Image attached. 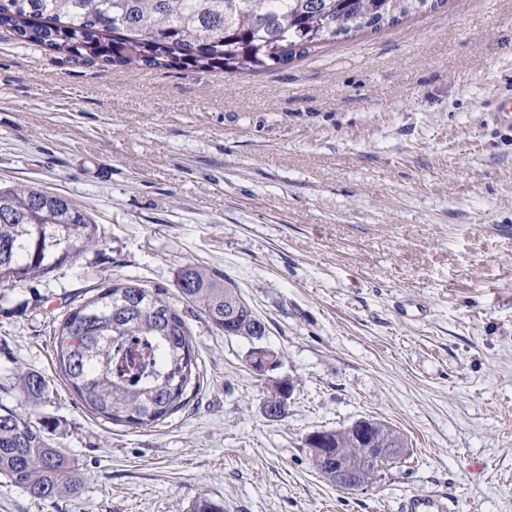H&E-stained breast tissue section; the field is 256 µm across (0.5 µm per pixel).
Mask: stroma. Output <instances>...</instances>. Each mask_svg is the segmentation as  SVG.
Returning <instances> with one entry per match:
<instances>
[{"label":"stroma","instance_id":"stroma-1","mask_svg":"<svg viewBox=\"0 0 512 512\" xmlns=\"http://www.w3.org/2000/svg\"><path fill=\"white\" fill-rule=\"evenodd\" d=\"M512 0H444L250 73L87 61L0 28V186L90 212L106 244L0 287V409L31 415L85 479L41 502L0 478V512H512ZM196 264L266 324L215 332L185 307L205 377L153 428L94 418L52 364L55 319L112 278L172 292ZM268 347L277 369L249 371ZM51 396L25 403L16 371ZM290 380L285 417L261 405ZM362 417L410 456L344 492L307 436ZM400 510V512H442L443 507L435 496L420 495L405 499Z\"/></svg>","mask_w":512,"mask_h":512}]
</instances>
